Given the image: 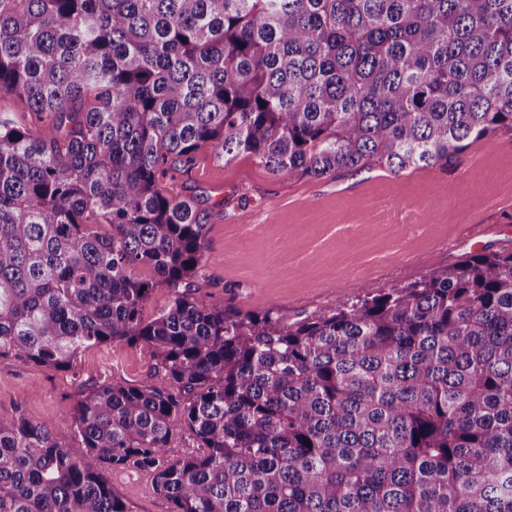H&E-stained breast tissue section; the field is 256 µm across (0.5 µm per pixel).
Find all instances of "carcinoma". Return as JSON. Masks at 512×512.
Instances as JSON below:
<instances>
[{"mask_svg":"<svg viewBox=\"0 0 512 512\" xmlns=\"http://www.w3.org/2000/svg\"><path fill=\"white\" fill-rule=\"evenodd\" d=\"M0 358L65 371L114 341L53 429L0 416V512H512V252L300 320L200 294L206 148L273 175L436 166L512 131V0H0ZM168 305L150 319L154 289ZM190 431L198 451L172 459ZM105 476L128 512L171 511V504L156 491L150 471L133 467L116 468L106 471Z\"/></svg>","mask_w":512,"mask_h":512,"instance_id":"cac0c4a2","label":"carcinoma"}]
</instances>
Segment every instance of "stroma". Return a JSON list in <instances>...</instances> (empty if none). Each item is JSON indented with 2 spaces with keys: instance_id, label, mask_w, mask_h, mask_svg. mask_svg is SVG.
<instances>
[{
  "instance_id": "1",
  "label": "stroma",
  "mask_w": 512,
  "mask_h": 512,
  "mask_svg": "<svg viewBox=\"0 0 512 512\" xmlns=\"http://www.w3.org/2000/svg\"><path fill=\"white\" fill-rule=\"evenodd\" d=\"M178 191L199 198L208 303L294 320L386 291L484 249L512 252V132L471 142L443 166L374 165L323 179L274 176L248 156L200 152ZM151 348L115 341L68 371L0 358V416L56 425L90 384L157 381ZM127 512H171L151 472L106 471Z\"/></svg>"
}]
</instances>
